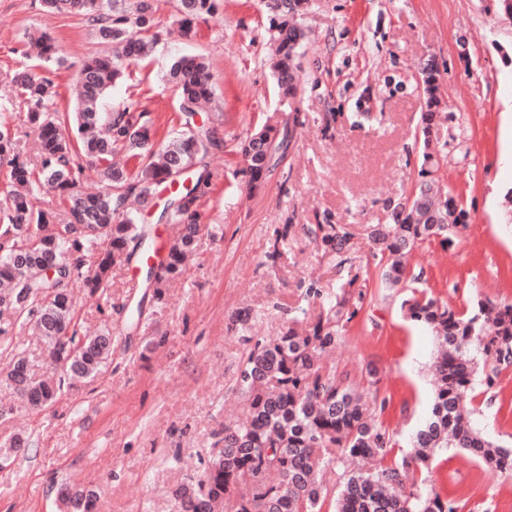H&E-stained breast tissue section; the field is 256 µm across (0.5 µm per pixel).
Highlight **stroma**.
I'll list each match as a JSON object with an SVG mask.
<instances>
[{"label":"stroma","instance_id":"1","mask_svg":"<svg viewBox=\"0 0 512 512\" xmlns=\"http://www.w3.org/2000/svg\"><path fill=\"white\" fill-rule=\"evenodd\" d=\"M156 7L158 41L102 109L135 102L156 140L171 138L181 125L170 68L184 55L205 57L224 144L207 157L213 178L200 202L204 228L164 301L126 264L113 269L107 301L76 294L83 328L112 333L101 376L66 385L41 412L19 405L0 383V403L11 409L0 416V448L20 436L30 441L0 469V512H61L64 483L94 490L97 512H173L174 491L201 472L224 424L246 410L234 383L248 338L283 332L306 308L301 292L312 282L362 293L329 361L360 385L375 368L388 400L385 427L410 433L431 399L433 337L403 310L407 289L381 287L365 242L351 250V270H340L303 227L390 223L391 203L418 179L427 60L436 63L444 98L431 138L447 156L438 177L468 222L453 245L422 243L409 272L456 309L483 298L512 302V223L502 205L512 188V20L498 0H307L291 144L251 196L239 143L280 107L270 0H219L217 15L188 37L178 31L177 0ZM33 30L51 35L67 59L53 108L73 112L78 64L106 46L81 16L43 12L39 0H0V98L21 66L13 49ZM281 229L288 238L279 243ZM275 247L280 256L272 261ZM241 311L247 322L237 321ZM8 338L31 360L32 380L44 379L50 360L42 338L19 323ZM473 405L489 435L512 443V368ZM432 480L469 490L464 512H512V475L484 471L458 449L438 455Z\"/></svg>","mask_w":512,"mask_h":512}]
</instances>
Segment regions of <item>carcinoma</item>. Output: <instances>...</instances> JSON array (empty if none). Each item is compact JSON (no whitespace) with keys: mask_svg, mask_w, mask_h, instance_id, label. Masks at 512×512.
Here are the masks:
<instances>
[{"mask_svg":"<svg viewBox=\"0 0 512 512\" xmlns=\"http://www.w3.org/2000/svg\"><path fill=\"white\" fill-rule=\"evenodd\" d=\"M50 13L70 12L85 19L93 34L109 42L113 51L92 55L79 68V101L64 116L47 110L58 95L48 75L28 70L15 73L16 94L27 107V120L40 141L37 165L21 155L19 141L0 124V159H8L6 183L0 190V319L31 323L55 362L63 363L57 382H36L26 357H12L7 381L32 409L51 405L64 380H91L108 364L112 336L87 337L80 330L78 311L69 288L80 281L91 296L107 295L112 269L130 261L137 250L158 253L152 229L139 215L126 210L134 196L147 206L160 187L173 179L181 186L165 201L161 217L175 223L178 235L157 264L147 266L153 298L162 300L167 284L184 273L200 232V199L211 185L205 162L210 149L224 143L220 126L206 119L196 124L213 97L208 66L200 56L175 61L170 76L179 97L181 130L164 144L152 140L150 128L126 102L110 112L98 102L122 78L128 66L145 54L147 42L135 34L155 26L152 0H41ZM303 0H275L279 17L271 19L275 43L274 71L281 100L292 102L299 83L297 63L303 33L293 22ZM218 0H180L179 26L183 35L199 19L213 17ZM18 53L25 59L60 65L55 40L29 38ZM424 110L420 134L429 140L435 112L441 106L436 70H422ZM285 141L276 115L241 144L249 189L264 184ZM120 150L139 159L131 169L112 165ZM100 167L104 187L80 188L82 157ZM439 158L425 153L422 177L413 203L392 205L389 224L367 227L370 255L377 260L380 281L394 286L406 278L407 256L419 244L440 238L453 242L466 225L467 213L451 190L430 178ZM47 186L69 199L66 219L58 223L48 209L33 200ZM436 209L437 224H423L421 209ZM459 220L448 223V210ZM307 232L337 267L348 263L356 234L348 224H311ZM54 265L53 276L43 274ZM304 297L318 305L317 313L302 322L292 320L275 338H258L239 369L235 390L249 402L245 418L224 426L201 473L174 493L177 512H462L464 494L427 483L406 484L409 475L427 464L436 451L459 448L487 471L512 474V447L490 440L472 419V401L492 389L502 370L512 367V303L478 300L455 310L424 292L406 298L410 320L427 326L440 343L434 363L435 392L429 418L411 438L412 449L387 461L396 440L379 421L387 406L376 382L360 390L349 377L325 362L323 354L342 339L345 324L360 310L350 293L333 297L311 283ZM372 460L342 474L334 492L325 477L345 460ZM59 497L70 512H94L90 491L61 487Z\"/></svg>","mask_w":512,"mask_h":512,"instance_id":"cac0c4a2","label":"carcinoma"}]
</instances>
